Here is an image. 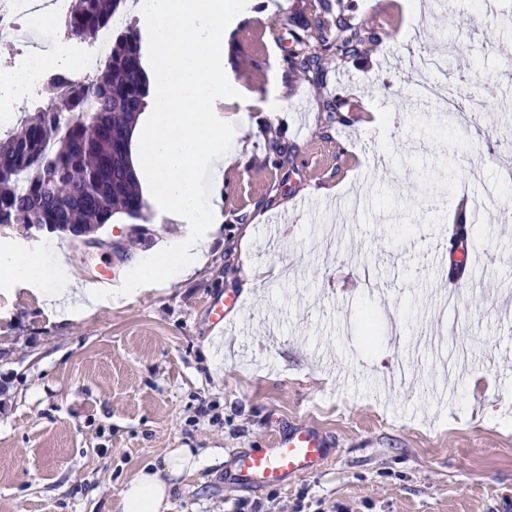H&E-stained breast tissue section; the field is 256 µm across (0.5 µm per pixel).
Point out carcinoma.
Listing matches in <instances>:
<instances>
[{"label": "carcinoma", "mask_w": 512, "mask_h": 512, "mask_svg": "<svg viewBox=\"0 0 512 512\" xmlns=\"http://www.w3.org/2000/svg\"><path fill=\"white\" fill-rule=\"evenodd\" d=\"M126 0H70L65 30L87 40L110 28ZM318 51L293 53L304 73L319 68L329 53L343 56L365 43L361 31L341 15V0H319ZM141 38L133 26L116 30L103 69L86 81L53 79L42 105L0 132V225L30 224L57 232L103 227L121 213L146 219L129 165L130 133L147 107Z\"/></svg>", "instance_id": "cac0c4a2"}]
</instances>
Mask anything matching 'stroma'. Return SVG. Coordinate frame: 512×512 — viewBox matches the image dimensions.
<instances>
[{
	"mask_svg": "<svg viewBox=\"0 0 512 512\" xmlns=\"http://www.w3.org/2000/svg\"><path fill=\"white\" fill-rule=\"evenodd\" d=\"M422 2L417 47L402 0H343L367 42L313 77L290 56L314 0H248L224 39L227 75L248 92L221 107L241 152L204 261L91 316L49 320L29 292L0 306V512H108L175 448L224 460L177 480L167 512H512V0H456L448 91L475 95L472 127L420 106L412 57L444 42ZM272 98L286 111H266ZM371 109L390 122L367 125ZM487 184L501 185L499 202L459 279L436 247L456 251L448 219L482 205ZM286 212L289 234L269 249ZM185 230L153 203L145 228L107 225L111 248L87 263L69 238L39 240L77 282L106 269L119 283L136 255ZM250 265L260 274L246 295ZM229 295L241 306L219 334L208 304ZM401 364L409 376L389 384ZM301 420L334 444L320 470L264 489L231 480L236 453Z\"/></svg>",
	"mask_w": 512,
	"mask_h": 512,
	"instance_id": "1",
	"label": "stroma"
}]
</instances>
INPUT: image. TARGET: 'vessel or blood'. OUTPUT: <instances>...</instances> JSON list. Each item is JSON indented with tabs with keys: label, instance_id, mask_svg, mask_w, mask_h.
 <instances>
[{
	"label": "vessel or blood",
	"instance_id": "obj_1",
	"mask_svg": "<svg viewBox=\"0 0 512 512\" xmlns=\"http://www.w3.org/2000/svg\"><path fill=\"white\" fill-rule=\"evenodd\" d=\"M329 455V444L320 430L307 423H296L278 434L271 447L238 452L233 477L253 487L278 486L288 478L318 470Z\"/></svg>",
	"mask_w": 512,
	"mask_h": 512
}]
</instances>
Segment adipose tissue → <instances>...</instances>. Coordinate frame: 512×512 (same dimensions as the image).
<instances>
[{
    "label": "adipose tissue",
    "instance_id": "obj_1",
    "mask_svg": "<svg viewBox=\"0 0 512 512\" xmlns=\"http://www.w3.org/2000/svg\"><path fill=\"white\" fill-rule=\"evenodd\" d=\"M0 266L8 272V287L36 292L46 312L56 319L77 308L93 312L107 298L104 292L79 287L67 272L54 282L41 284L40 261L31 255L1 258ZM214 458V452L209 449L198 452L189 448L172 450L161 467L140 469L123 484L113 500L116 512H166L175 480L212 464Z\"/></svg>",
    "mask_w": 512,
    "mask_h": 512
}]
</instances>
